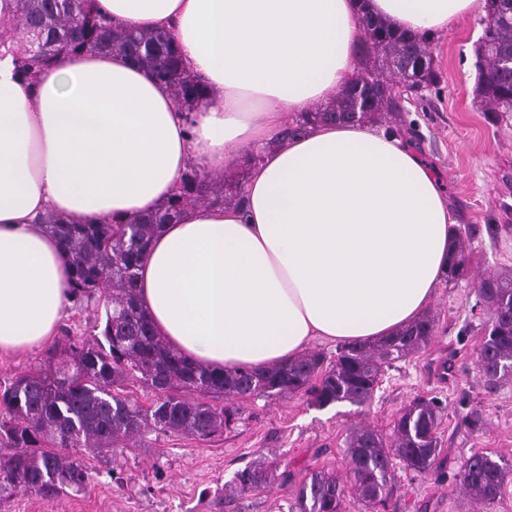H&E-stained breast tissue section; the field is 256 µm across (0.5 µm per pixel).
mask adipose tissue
<instances>
[{
    "mask_svg": "<svg viewBox=\"0 0 512 512\" xmlns=\"http://www.w3.org/2000/svg\"><path fill=\"white\" fill-rule=\"evenodd\" d=\"M116 25L165 30L208 87L186 110L149 70L64 55L34 86L0 58V357L68 317L70 262L34 219L151 214L189 166L250 165L240 204L194 206L139 263L157 333L208 369L265 370L312 340L388 336L436 295L458 216L408 136L324 123L281 138L347 85L361 12L436 34L484 0H99Z\"/></svg>",
    "mask_w": 512,
    "mask_h": 512,
    "instance_id": "1",
    "label": "adipose tissue"
}]
</instances>
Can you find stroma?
<instances>
[{
  "label": "stroma",
  "mask_w": 512,
  "mask_h": 512,
  "mask_svg": "<svg viewBox=\"0 0 512 512\" xmlns=\"http://www.w3.org/2000/svg\"><path fill=\"white\" fill-rule=\"evenodd\" d=\"M482 32L472 17L431 35L438 83L402 103L404 129L441 176L460 214L459 229L471 235L470 276L440 282L428 307L436 335L424 352L395 362L366 406L253 398L232 428L209 439L148 434L145 444L120 449L112 459L87 458L91 482L68 491L58 505L28 493L0 500V512H288L291 492L310 469L345 473L349 425L362 421L389 431L398 411L418 396L438 398L444 407L442 464L426 477L396 469L400 490L386 512H466L455 481L459 466L478 451L512 466V382L487 393L475 364L487 319L476 284L512 270V116L493 121L475 96ZM476 404L487 421L480 434L464 425ZM261 453L288 472L287 483L225 503V483Z\"/></svg>",
  "instance_id": "obj_1"
}]
</instances>
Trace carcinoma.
I'll use <instances>...</instances> for the list:
<instances>
[{"label": "carcinoma", "mask_w": 512, "mask_h": 512, "mask_svg": "<svg viewBox=\"0 0 512 512\" xmlns=\"http://www.w3.org/2000/svg\"><path fill=\"white\" fill-rule=\"evenodd\" d=\"M95 0H0V54L14 57L26 79L58 56L107 51L149 68L190 109L206 90L182 63L163 31L112 27ZM498 16L477 55L476 93L489 112H512V72L501 63L512 58V0H485ZM365 40L358 71L374 87L370 108L356 111L351 86L334 103L300 116L285 135L323 122H359L399 117L400 104L383 98L385 88L408 78L409 67L429 57L426 38L394 28L379 16L361 17ZM232 197L224 179L200 177L190 169L173 199L153 215H132L122 224H80L53 213L39 218L72 264L73 305L94 308V341L76 340L49 359L17 374L0 388V497L28 492L56 503L68 489L91 479L84 458L112 453L124 442L151 432L208 439L238 420L240 403L255 396L306 398L313 406L348 402L362 407L374 397L384 370L424 351L436 319L431 314L380 340L336 349L334 358L306 351L265 372L235 370L217 374L174 353L157 335L137 296L136 269L151 237L192 206H215ZM468 277L466 240L455 237L448 281ZM489 312L476 365L485 388L497 391L512 381V273L494 274L477 284ZM440 403L419 396L401 409L390 433L359 424L345 437L349 466L345 476L314 468L294 489L289 512H345L353 496L366 512H380L396 496L394 461L426 476L440 466ZM66 448L81 454L70 455ZM512 476L502 460L476 452L456 473L471 512H493ZM278 478L276 466L260 455L224 486V498L263 491Z\"/></svg>", "instance_id": "1"}]
</instances>
